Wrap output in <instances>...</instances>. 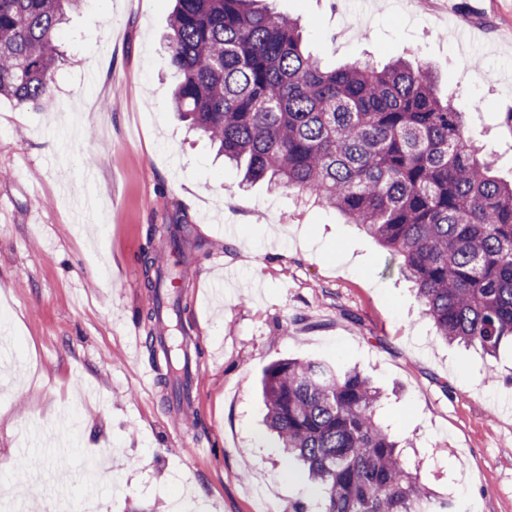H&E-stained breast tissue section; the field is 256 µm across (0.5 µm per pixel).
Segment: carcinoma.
Wrapping results in <instances>:
<instances>
[{
	"instance_id": "1",
	"label": "carcinoma",
	"mask_w": 512,
	"mask_h": 512,
	"mask_svg": "<svg viewBox=\"0 0 512 512\" xmlns=\"http://www.w3.org/2000/svg\"><path fill=\"white\" fill-rule=\"evenodd\" d=\"M80 0H0V96L49 108L55 40ZM260 0H175L166 34L174 111L244 179L335 209L385 247L437 335L494 357L512 343V182L495 175L464 112L397 59L326 69L298 24ZM266 423L321 495L320 512H448L379 420L361 371L270 364Z\"/></svg>"
}]
</instances>
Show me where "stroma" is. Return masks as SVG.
<instances>
[{
    "instance_id": "1",
    "label": "stroma",
    "mask_w": 512,
    "mask_h": 512,
    "mask_svg": "<svg viewBox=\"0 0 512 512\" xmlns=\"http://www.w3.org/2000/svg\"><path fill=\"white\" fill-rule=\"evenodd\" d=\"M328 69L402 57L433 71L468 132L512 181V0H276ZM171 0H83L61 25L49 109L0 98V486L54 465L28 432L73 448L66 495L93 512H318L314 487L269 438L264 369L355 367L384 390L380 419L439 494L512 512V346L494 361L439 340L398 262L336 211L242 185L171 105ZM95 83H88V73ZM90 185L94 224L71 202ZM233 231L221 236L217 226ZM186 242L183 326L201 350L192 415L144 389L154 269ZM213 444L188 461L180 436Z\"/></svg>"
}]
</instances>
